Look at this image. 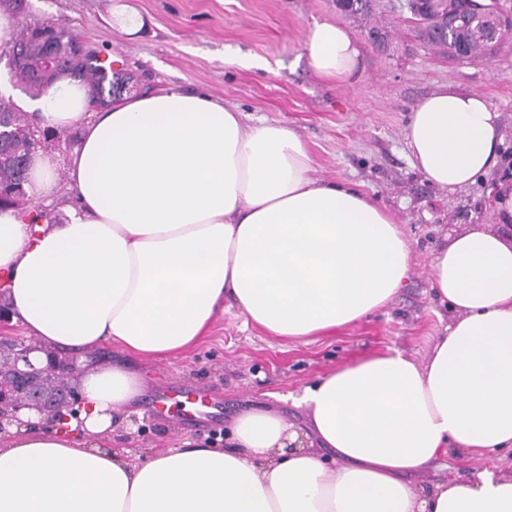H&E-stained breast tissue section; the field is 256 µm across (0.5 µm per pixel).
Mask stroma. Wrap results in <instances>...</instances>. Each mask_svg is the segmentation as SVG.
I'll return each mask as SVG.
<instances>
[{
	"label": "stroma",
	"mask_w": 512,
	"mask_h": 512,
	"mask_svg": "<svg viewBox=\"0 0 512 512\" xmlns=\"http://www.w3.org/2000/svg\"><path fill=\"white\" fill-rule=\"evenodd\" d=\"M324 17L361 44L355 82L324 81L310 67L303 34ZM23 20L69 27L134 74L140 90H205L250 119L292 127L307 143L317 176L354 183L392 209L412 246L405 286L387 310L360 323L305 343L267 335L232 308L186 352L133 362L142 392L134 413L115 418L111 447L133 460L188 441L220 448L232 419L250 409L277 412L299 428L308 412L295 401L319 375L390 348L427 357L452 318L432 290V255L446 235L494 223L497 186L512 182V41H501L490 57L457 64L429 48L388 0H380L376 14L390 32L383 52L334 0H28ZM444 83L486 98L500 114L503 135L499 164L455 194L430 185L411 166L404 142L410 113ZM164 389L205 390L211 417L190 424L175 406L151 412V396ZM486 469L511 476L512 450L448 456L411 480L427 489L474 480Z\"/></svg>",
	"instance_id": "1"
}]
</instances>
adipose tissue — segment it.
<instances>
[{"mask_svg":"<svg viewBox=\"0 0 512 512\" xmlns=\"http://www.w3.org/2000/svg\"><path fill=\"white\" fill-rule=\"evenodd\" d=\"M314 73L351 81L362 62L337 22L303 41ZM34 126L74 130L66 167L37 152L34 200L67 188L54 224L0 209V281L12 315L46 349L108 343L142 361L194 347L234 303L273 336L331 334L386 308L406 284L411 246L394 213L359 188L315 174L297 132L206 92L176 86L92 104L78 79L27 105ZM499 112L440 86L410 115L414 168L454 193L497 166ZM65 183H58V169ZM498 227L470 224L441 244L432 288L453 312L426 360L390 349L320 376L299 400L304 434L245 411L226 448L110 447L114 418L141 393L123 364L78 380L62 421L27 410L0 421V512H512V476L424 489L409 474L449 451L512 447V184Z\"/></svg>","mask_w":512,"mask_h":512,"instance_id":"obj_1","label":"adipose tissue"}]
</instances>
